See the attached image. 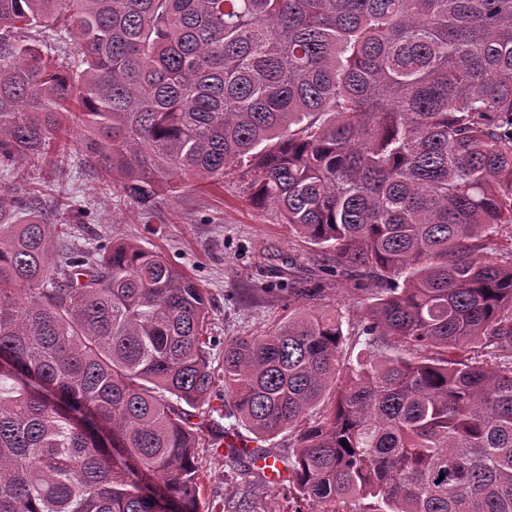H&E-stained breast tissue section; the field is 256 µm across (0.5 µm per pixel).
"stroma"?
<instances>
[{"instance_id": "1", "label": "stroma", "mask_w": 512, "mask_h": 512, "mask_svg": "<svg viewBox=\"0 0 512 512\" xmlns=\"http://www.w3.org/2000/svg\"><path fill=\"white\" fill-rule=\"evenodd\" d=\"M0 188L20 198L37 192L42 207L53 210L63 198H74L88 212L86 223L71 227L76 246L91 248L102 237L132 239L163 253L206 289L213 306L211 355L216 371L209 403L194 409L191 418L204 439L212 437L209 410L221 407L224 396L225 340L260 336L286 321L289 283L306 281L322 289V299L308 301L309 309L323 304L341 309L348 363L368 353L353 329L369 303L367 293L351 292L343 278L326 273L322 249L294 236L274 209L250 205L235 176L212 185L184 180L177 197H159L145 208L121 191L101 194L94 169L79 161L60 175L40 160L28 159L0 180ZM200 475L202 512H222L225 501L243 495L278 512H312L309 503L287 501L282 484L266 476L235 475L223 453L208 448L200 451Z\"/></svg>"}]
</instances>
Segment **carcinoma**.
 I'll return each instance as SVG.
<instances>
[{
	"instance_id": "carcinoma-1",
	"label": "carcinoma",
	"mask_w": 512,
	"mask_h": 512,
	"mask_svg": "<svg viewBox=\"0 0 512 512\" xmlns=\"http://www.w3.org/2000/svg\"><path fill=\"white\" fill-rule=\"evenodd\" d=\"M30 156L146 208L232 171L369 293L354 366L337 311L224 342L229 415L297 430L288 497L512 512V0H0V171ZM69 212L0 200V512H201L210 298Z\"/></svg>"
}]
</instances>
